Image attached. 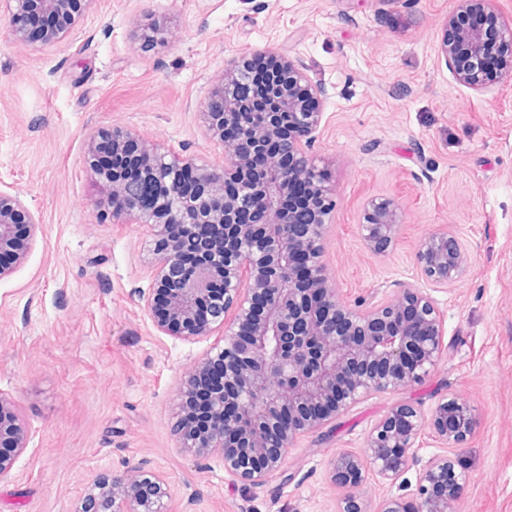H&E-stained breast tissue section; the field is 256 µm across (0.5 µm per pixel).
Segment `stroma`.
Here are the masks:
<instances>
[{"label":"stroma","mask_w":512,"mask_h":512,"mask_svg":"<svg viewBox=\"0 0 512 512\" xmlns=\"http://www.w3.org/2000/svg\"><path fill=\"white\" fill-rule=\"evenodd\" d=\"M454 0H92L61 43L21 46L0 0V184L39 220L26 262L0 278V392L28 428L0 477V512H75L91 478L144 465L169 512H337L340 451L363 454L372 426L409 404L467 402L463 448L423 432L405 478L446 453L468 482L453 512H512V75L480 92L439 56ZM271 49L325 90L310 154L335 189L322 261L342 302L424 290L444 352L419 384L372 394L300 436L260 488L198 459L176 432V392L218 342L164 335L140 298L151 286L148 225L103 216L89 134L120 126L180 158L218 164L201 112L225 62ZM391 201L382 250L359 226ZM448 228L469 261L453 284L422 276L419 243Z\"/></svg>","instance_id":"35a3bbf8"}]
</instances>
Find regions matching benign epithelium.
Listing matches in <instances>:
<instances>
[{"label": "benign epithelium", "mask_w": 512, "mask_h": 512, "mask_svg": "<svg viewBox=\"0 0 512 512\" xmlns=\"http://www.w3.org/2000/svg\"><path fill=\"white\" fill-rule=\"evenodd\" d=\"M92 0H6L10 35L21 45H54L65 39ZM448 15L439 52L461 84L481 90L489 63L485 31L468 27V11L494 16L501 38L512 44V22L492 0H458ZM274 56L286 80L281 107L288 130L266 120L245 121L233 90ZM209 137L224 147V163L171 161L147 137L114 128L88 143L89 168L107 191L112 220L148 224L157 267L153 287L142 295L154 325L169 336H207L223 329V345L189 369L176 394L181 445L195 456L224 459V471L249 486L280 469L297 436L318 430L372 392L421 382L440 359L444 328L432 298L408 288L395 300L362 307L339 301L322 263L323 241L333 208L331 188L309 155L323 118V89L306 70L272 50L224 63L218 94L203 112ZM112 154L134 160L122 178L94 163L101 138ZM267 161L264 175L241 179L251 161ZM154 183L149 207L128 193L132 176ZM297 187L298 205L282 206ZM37 220L19 196L0 190V278L27 259ZM386 200L372 199L361 233L368 247H385L396 232ZM224 253V263L203 260L182 278L188 254ZM423 274L436 285L455 282L468 254L458 239L439 230L417 251ZM202 394L210 421L205 429L189 419L186 401ZM475 424L473 409L456 399L439 401L425 417L409 404L391 409L370 431L364 456L341 452L331 482L346 490L339 512H367L359 493L365 468L399 479L410 466L409 450L424 428L459 445ZM28 430L11 399L0 392V477L8 474ZM468 477L446 455L425 465L416 493L388 499L381 512H451ZM170 487L141 467L96 476L76 512H167Z\"/></svg>", "instance_id": "obj_1"}]
</instances>
